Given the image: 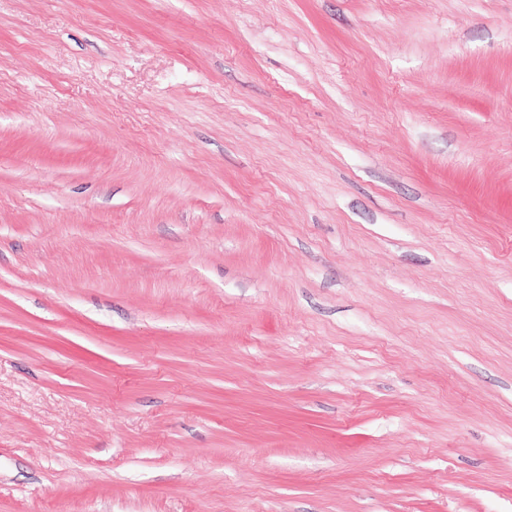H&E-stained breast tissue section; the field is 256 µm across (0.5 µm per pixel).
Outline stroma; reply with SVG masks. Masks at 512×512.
Instances as JSON below:
<instances>
[{"instance_id":"stroma-1","label":"stroma","mask_w":512,"mask_h":512,"mask_svg":"<svg viewBox=\"0 0 512 512\" xmlns=\"http://www.w3.org/2000/svg\"><path fill=\"white\" fill-rule=\"evenodd\" d=\"M0 512H512V0H0Z\"/></svg>"}]
</instances>
